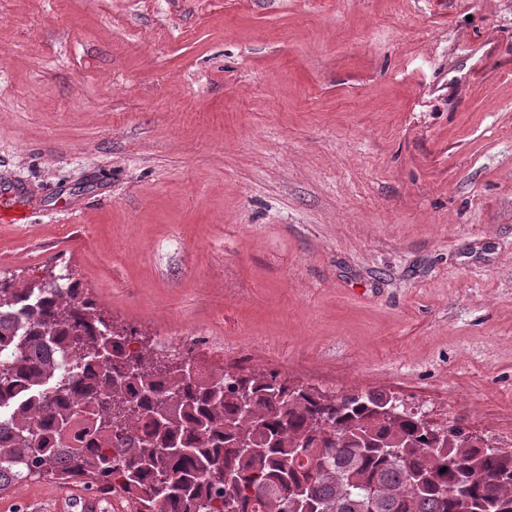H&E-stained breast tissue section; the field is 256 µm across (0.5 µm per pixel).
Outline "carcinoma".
<instances>
[{"instance_id": "obj_1", "label": "carcinoma", "mask_w": 512, "mask_h": 512, "mask_svg": "<svg viewBox=\"0 0 512 512\" xmlns=\"http://www.w3.org/2000/svg\"><path fill=\"white\" fill-rule=\"evenodd\" d=\"M127 340L74 284L0 277V491L39 477L139 512H512V450L383 416L386 392L191 377Z\"/></svg>"}]
</instances>
